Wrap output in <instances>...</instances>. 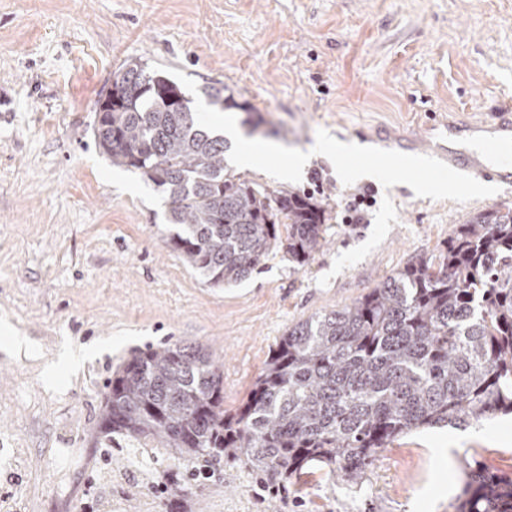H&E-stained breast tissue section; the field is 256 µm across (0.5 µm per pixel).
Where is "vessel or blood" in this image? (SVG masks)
Masks as SVG:
<instances>
[{
  "label": "vessel or blood",
  "mask_w": 512,
  "mask_h": 512,
  "mask_svg": "<svg viewBox=\"0 0 512 512\" xmlns=\"http://www.w3.org/2000/svg\"><path fill=\"white\" fill-rule=\"evenodd\" d=\"M449 140L441 151L448 158V166L458 171L474 173L485 181L512 188V159L495 158V151L502 146H512V107L503 106L491 120L475 122L458 117L447 124ZM479 140L482 149L474 152L454 145L455 139Z\"/></svg>",
  "instance_id": "obj_1"
}]
</instances>
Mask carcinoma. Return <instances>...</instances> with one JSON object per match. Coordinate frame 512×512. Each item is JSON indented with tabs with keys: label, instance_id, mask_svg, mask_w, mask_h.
I'll return each mask as SVG.
<instances>
[{
	"label": "carcinoma",
	"instance_id": "obj_1",
	"mask_svg": "<svg viewBox=\"0 0 512 512\" xmlns=\"http://www.w3.org/2000/svg\"><path fill=\"white\" fill-rule=\"evenodd\" d=\"M172 92L176 107L166 103ZM206 97L215 111L246 108L224 85ZM94 134L112 164L164 193L178 228L172 250L214 286L248 278L274 249L304 266L325 242L313 197L241 179L229 142L200 128L182 86L141 62L113 76L112 107ZM510 413L511 209L471 217L438 255L288 328L234 414L224 413L223 366L204 347L136 352L109 378L93 445L167 449L177 461L164 475L171 508L199 487L189 466L237 461L268 488L322 465L355 482L404 433ZM455 512H512V478L469 467Z\"/></svg>",
	"mask_w": 512,
	"mask_h": 512
}]
</instances>
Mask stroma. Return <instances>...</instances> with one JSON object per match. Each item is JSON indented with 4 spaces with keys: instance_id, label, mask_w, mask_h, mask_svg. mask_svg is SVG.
<instances>
[{
    "instance_id": "obj_1",
    "label": "stroma",
    "mask_w": 512,
    "mask_h": 512,
    "mask_svg": "<svg viewBox=\"0 0 512 512\" xmlns=\"http://www.w3.org/2000/svg\"><path fill=\"white\" fill-rule=\"evenodd\" d=\"M134 61L180 82L208 126L233 127V146L308 154L293 180L269 158L236 171L317 200L326 243L313 260L273 252L223 287L183 264L163 194L93 134L96 102ZM218 82L236 107L208 108ZM507 102L512 0H0V441L21 451L0 462V512H60L96 456L105 383L135 349L208 348L235 413L289 327L438 253L469 217L512 209V190L432 155L397 178H345L311 153L317 140L417 137L431 118L487 119ZM363 192L374 206L345 223ZM67 349L75 366L58 364ZM488 457H512V414L411 431L358 483L316 470L277 501L225 462L224 512H453L467 462Z\"/></svg>"
}]
</instances>
